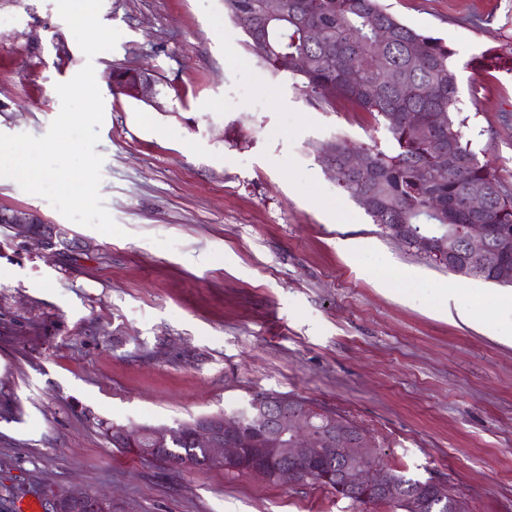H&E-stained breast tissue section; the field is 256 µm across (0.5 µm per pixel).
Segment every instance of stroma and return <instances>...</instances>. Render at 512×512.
<instances>
[{
  "mask_svg": "<svg viewBox=\"0 0 512 512\" xmlns=\"http://www.w3.org/2000/svg\"><path fill=\"white\" fill-rule=\"evenodd\" d=\"M380 3L455 50L464 134L512 186V73L466 66L512 48V0ZM0 15L13 19L0 27V133L44 136L56 84L93 63L100 194L125 231L66 221L0 184V208L69 231L43 249L0 225V494L16 492L0 512L71 491L111 494L112 512H393L145 458L101 428L228 415L258 392L342 414L387 467L446 482L468 512H512V344L495 336L512 286L431 265L337 186L320 147L386 145L369 113L311 105L249 50L224 0H103L100 20L121 37L91 61L55 0H0ZM121 67L160 79L164 111L113 94ZM475 299L480 319L452 314Z\"/></svg>",
  "mask_w": 512,
  "mask_h": 512,
  "instance_id": "1",
  "label": "stroma"
}]
</instances>
